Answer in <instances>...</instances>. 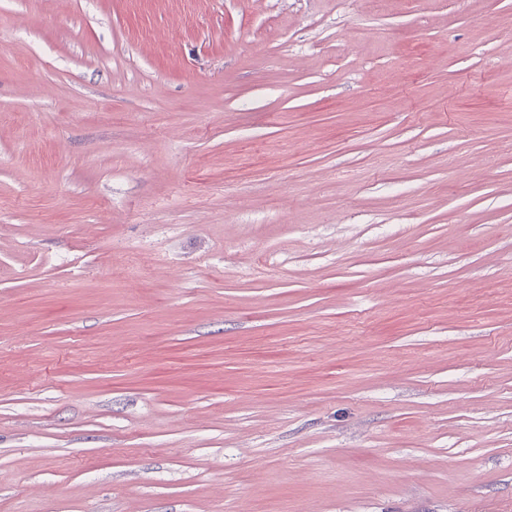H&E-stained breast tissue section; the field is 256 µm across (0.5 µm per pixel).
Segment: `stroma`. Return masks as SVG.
Instances as JSON below:
<instances>
[{
    "mask_svg": "<svg viewBox=\"0 0 512 512\" xmlns=\"http://www.w3.org/2000/svg\"><path fill=\"white\" fill-rule=\"evenodd\" d=\"M0 512H512V0H0Z\"/></svg>",
    "mask_w": 512,
    "mask_h": 512,
    "instance_id": "obj_1",
    "label": "stroma"
}]
</instances>
